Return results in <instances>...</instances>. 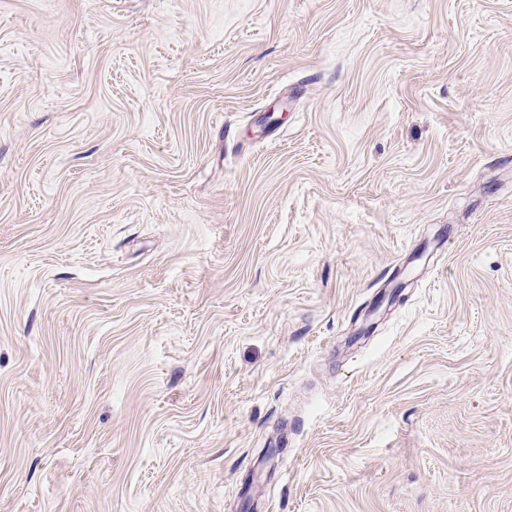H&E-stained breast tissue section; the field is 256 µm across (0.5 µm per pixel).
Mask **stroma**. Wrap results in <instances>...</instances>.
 I'll use <instances>...</instances> for the list:
<instances>
[{"label": "stroma", "mask_w": 512, "mask_h": 512, "mask_svg": "<svg viewBox=\"0 0 512 512\" xmlns=\"http://www.w3.org/2000/svg\"><path fill=\"white\" fill-rule=\"evenodd\" d=\"M248 496L512 512V0H0V512Z\"/></svg>", "instance_id": "35a3bbf8"}]
</instances>
